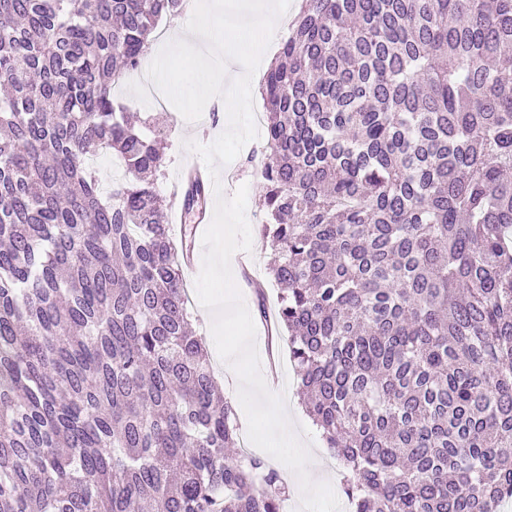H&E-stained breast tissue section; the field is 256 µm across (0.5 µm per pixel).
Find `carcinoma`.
<instances>
[{"instance_id": "obj_1", "label": "carcinoma", "mask_w": 512, "mask_h": 512, "mask_svg": "<svg viewBox=\"0 0 512 512\" xmlns=\"http://www.w3.org/2000/svg\"><path fill=\"white\" fill-rule=\"evenodd\" d=\"M182 5L0 0V512H281L192 327L162 133L112 94ZM262 96L275 325L350 512H500L512 0H302Z\"/></svg>"}]
</instances>
